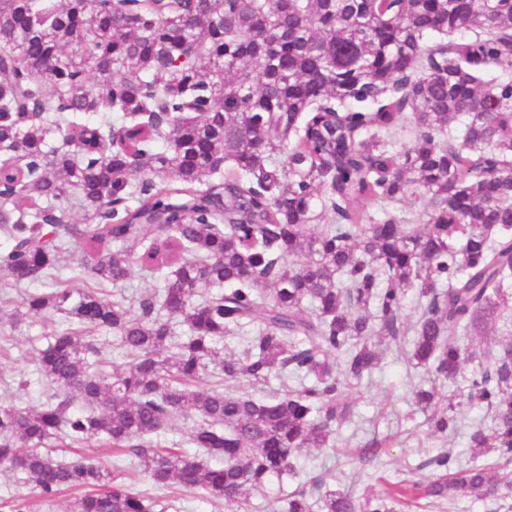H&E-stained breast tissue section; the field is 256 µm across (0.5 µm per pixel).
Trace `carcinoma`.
<instances>
[{"mask_svg":"<svg viewBox=\"0 0 512 512\" xmlns=\"http://www.w3.org/2000/svg\"><path fill=\"white\" fill-rule=\"evenodd\" d=\"M435 36L451 40L431 54ZM409 119L415 143L389 151ZM0 149V280L42 283L82 246V284L23 300L65 318L35 357L55 392L38 410L0 404V468L43 502L76 491L69 512L174 508L96 461L54 457L59 444L134 456L159 489L246 502L300 449L330 447L348 387L388 348L433 371L414 392L432 434L464 407L491 414L470 463L441 451L425 480L363 498L315 479L282 512H432L450 490L512 500V336L495 353L473 342L512 310V0H0ZM407 195L429 199L416 227L388 208ZM135 266L170 277L137 298L104 293ZM245 330L244 354L224 356ZM103 332L128 357L120 372ZM211 365L223 382L205 387ZM273 376L299 384L263 400L224 391ZM450 387L458 401L440 411ZM188 413L202 454L158 447Z\"/></svg>","mask_w":512,"mask_h":512,"instance_id":"cac0c4a2","label":"carcinoma"}]
</instances>
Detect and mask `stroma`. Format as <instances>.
<instances>
[{"label":"stroma","instance_id":"obj_1","mask_svg":"<svg viewBox=\"0 0 512 512\" xmlns=\"http://www.w3.org/2000/svg\"><path fill=\"white\" fill-rule=\"evenodd\" d=\"M61 322V317L51 315L24 320L15 328L6 321L0 323V345L5 348L0 354V393L14 395L30 407H39L51 386L35 372L33 359L42 346L43 337L52 334ZM22 376L29 381L23 388L18 385ZM428 379L424 370L409 368L403 353L394 349L384 352L371 377L350 387L348 394L354 414L339 428L335 448L303 449L297 458V475L273 481L264 493L252 495V512H275L276 500L281 494L297 485L311 483L317 477L324 478L330 487H342L359 496L367 490L379 489L387 481L418 477V465L442 450L450 451L457 462L466 463L470 456L468 434L471 428L480 423L489 424L490 416L486 410L475 408L447 438L429 436L424 415L416 411L412 403L415 388ZM391 435L398 436V445L383 449L372 460L352 467L339 464L337 449L354 453L368 441H382ZM54 454L66 461L79 454L105 462L109 470L119 471L124 477L133 476L136 491L149 495L156 492L142 475L136 457L116 459L111 449L97 447L78 451L58 447ZM8 498L23 500L28 512H67L72 496L64 493L53 504H45L33 494L30 484L13 480L9 473L0 471V499Z\"/></svg>","mask_w":512,"mask_h":512}]
</instances>
